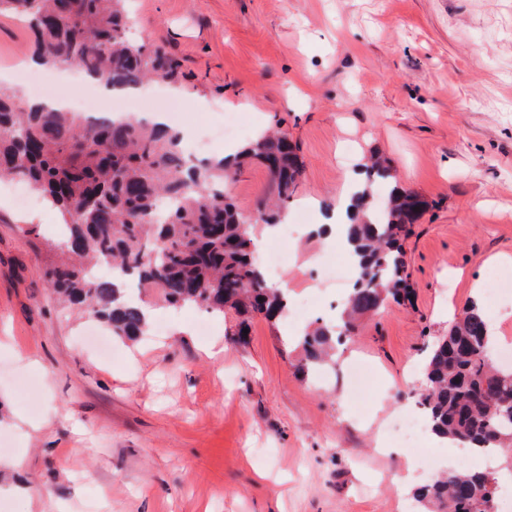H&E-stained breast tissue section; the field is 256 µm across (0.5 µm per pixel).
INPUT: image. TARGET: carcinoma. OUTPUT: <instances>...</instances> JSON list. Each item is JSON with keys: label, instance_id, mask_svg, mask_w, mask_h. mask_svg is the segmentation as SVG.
Returning <instances> with one entry per match:
<instances>
[{"label": "carcinoma", "instance_id": "obj_1", "mask_svg": "<svg viewBox=\"0 0 512 512\" xmlns=\"http://www.w3.org/2000/svg\"><path fill=\"white\" fill-rule=\"evenodd\" d=\"M15 14L24 18L47 67L68 63L114 87L178 77L165 52L129 41L133 18L125 0H0V15ZM252 161L270 177L261 220L277 224L304 172L283 131L260 136L231 160L193 165L179 134L163 124L132 117L88 124L77 112L31 109L0 91V179L43 192L63 220L58 248L65 258L47 266L50 286L130 340L148 331L142 300L125 288L130 280L170 306L270 321L287 309L282 289L255 261L256 224L228 195ZM365 172L347 224L358 276L342 325L321 323L299 337L303 370L326 364L332 343L350 338L359 318L409 287L404 243L429 202L398 186L380 157H370ZM98 261L112 264V276L90 274ZM494 345L485 312L474 302L433 344L417 390L433 432L472 448L512 446V365L493 363ZM497 488L486 472L448 470L416 492V508L481 512Z\"/></svg>", "mask_w": 512, "mask_h": 512}]
</instances>
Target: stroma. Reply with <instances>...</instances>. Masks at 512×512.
<instances>
[{
    "label": "stroma",
    "instance_id": "35a3bbf8",
    "mask_svg": "<svg viewBox=\"0 0 512 512\" xmlns=\"http://www.w3.org/2000/svg\"><path fill=\"white\" fill-rule=\"evenodd\" d=\"M130 37L179 62L168 99L185 147L233 112L257 134L296 142L303 176L288 213L322 223L371 151L430 203L409 244L413 293L362 321L335 367L298 369L306 320L210 315L153 303L160 336L112 339L105 362L90 325L55 298L46 249L59 215L16 206L0 184V512H401L404 459L389 425L416 400L431 345L487 272L512 273V0H129ZM29 33L0 16V73L32 92L20 69ZM270 180L244 169L229 195L255 214ZM330 242L294 235L277 282L318 297L330 319L335 282L313 272Z\"/></svg>",
    "mask_w": 512,
    "mask_h": 512
}]
</instances>
